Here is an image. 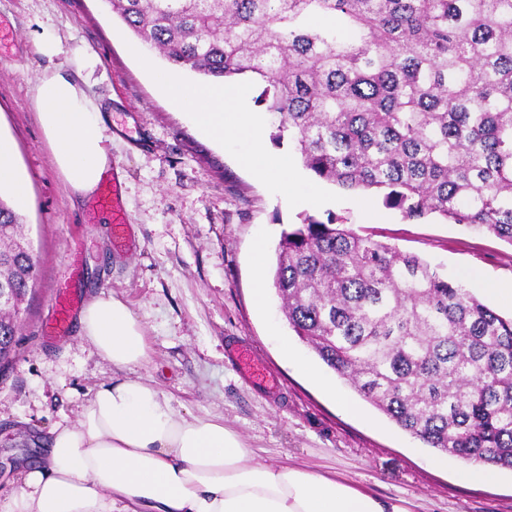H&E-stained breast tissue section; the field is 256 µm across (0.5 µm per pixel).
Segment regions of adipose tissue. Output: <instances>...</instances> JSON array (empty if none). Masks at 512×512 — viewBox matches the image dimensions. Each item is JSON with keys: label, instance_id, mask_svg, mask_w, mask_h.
<instances>
[{"label": "adipose tissue", "instance_id": "1", "mask_svg": "<svg viewBox=\"0 0 512 512\" xmlns=\"http://www.w3.org/2000/svg\"><path fill=\"white\" fill-rule=\"evenodd\" d=\"M161 87L204 133L245 140L242 162L286 199L300 194L293 162L271 156L243 91L187 85L160 77ZM37 116L70 193L89 198L112 175L106 118L100 104L67 72L36 87ZM81 338L118 376L101 383L76 422L56 426L46 453L25 467L11 512H403L351 485L287 465L255 462L223 420L178 411L171 398L125 369L150 358L145 329L128 305L94 295L78 315Z\"/></svg>", "mask_w": 512, "mask_h": 512}]
</instances>
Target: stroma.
I'll return each instance as SVG.
<instances>
[{
	"label": "stroma",
	"instance_id": "1",
	"mask_svg": "<svg viewBox=\"0 0 512 512\" xmlns=\"http://www.w3.org/2000/svg\"><path fill=\"white\" fill-rule=\"evenodd\" d=\"M0 21L15 30L0 46V134L14 140L28 183L16 210L38 269L18 354L0 371V512H9L21 485V463L39 454L19 434L75 422L95 387L112 377L76 325L63 336L46 332L59 295L71 297L75 316L101 293L124 300L145 327L151 358L136 375L178 410L223 418L257 461L343 479L408 512H512V470H499L490 484L463 482L458 457L425 447L370 403L347 414L335 399L352 393L344 380L330 392L298 367L301 359L316 369L322 363L289 328L274 289L264 308L253 299L254 243L263 241L264 265L272 267L283 230L332 214L464 281L508 317L512 299L500 287L512 282L511 244L434 214L406 220L378 195L319 180L301 164V187L320 190L324 201L284 200L237 149L203 134L165 98L152 73L169 69L167 62L157 55L144 66L132 53L138 39L103 0H0ZM45 28L60 38L62 54L39 52L35 35ZM83 51L97 59L87 94L112 108L108 131L128 218L120 245L110 213L67 191L37 118L40 80L75 72ZM284 339L292 357L280 350ZM235 341L248 344L276 379L273 391L258 389L229 360Z\"/></svg>",
	"mask_w": 512,
	"mask_h": 512
}]
</instances>
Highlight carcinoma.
I'll return each mask as SVG.
<instances>
[{"label": "carcinoma", "instance_id": "obj_1", "mask_svg": "<svg viewBox=\"0 0 512 512\" xmlns=\"http://www.w3.org/2000/svg\"><path fill=\"white\" fill-rule=\"evenodd\" d=\"M104 2L171 66L256 82L271 139L316 178L512 245V0ZM20 224L0 198V369L35 280ZM272 281L289 327L359 397L437 452L512 469V319L333 215L282 232Z\"/></svg>", "mask_w": 512, "mask_h": 512}]
</instances>
